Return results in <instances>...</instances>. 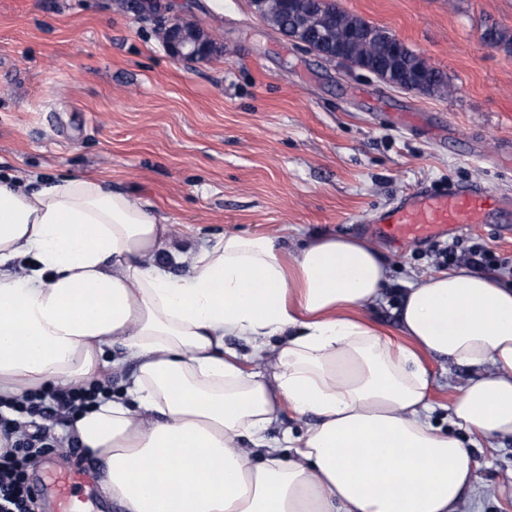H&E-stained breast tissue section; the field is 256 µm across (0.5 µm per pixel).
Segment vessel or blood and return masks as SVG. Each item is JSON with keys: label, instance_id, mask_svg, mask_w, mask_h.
Instances as JSON below:
<instances>
[{"label": "vessel or blood", "instance_id": "b4317fda", "mask_svg": "<svg viewBox=\"0 0 512 512\" xmlns=\"http://www.w3.org/2000/svg\"><path fill=\"white\" fill-rule=\"evenodd\" d=\"M511 204L508 198L476 185L450 191L416 189L378 216L379 234L398 243L442 238L469 224L488 223L493 214Z\"/></svg>", "mask_w": 512, "mask_h": 512}]
</instances>
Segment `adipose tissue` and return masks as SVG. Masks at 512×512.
<instances>
[{
  "mask_svg": "<svg viewBox=\"0 0 512 512\" xmlns=\"http://www.w3.org/2000/svg\"><path fill=\"white\" fill-rule=\"evenodd\" d=\"M179 254L151 204L105 178L0 176V398L132 365L124 398L66 427L125 512H461L475 449L512 438V282L466 266L416 278L397 342L360 314L388 280L361 240L288 255L232 233L175 276L163 261ZM427 355L472 371L447 433L428 420ZM285 409L317 422L268 438Z\"/></svg>",
  "mask_w": 512,
  "mask_h": 512,
  "instance_id": "adipose-tissue-1",
  "label": "adipose tissue"
}]
</instances>
